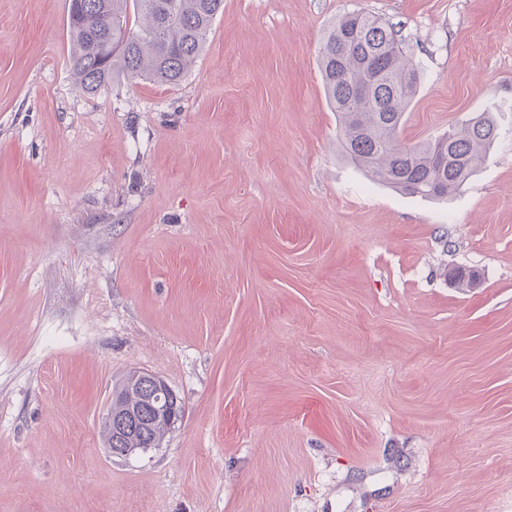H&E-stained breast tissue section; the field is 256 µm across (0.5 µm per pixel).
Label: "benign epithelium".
<instances>
[{"label": "benign epithelium", "mask_w": 512, "mask_h": 512, "mask_svg": "<svg viewBox=\"0 0 512 512\" xmlns=\"http://www.w3.org/2000/svg\"><path fill=\"white\" fill-rule=\"evenodd\" d=\"M133 379L138 381L137 395L130 398L121 414L108 417V424L124 432L131 444L138 442V430L148 427L152 432L148 447L155 448L165 432L181 419L178 398L163 379L151 372L136 370Z\"/></svg>", "instance_id": "1"}]
</instances>
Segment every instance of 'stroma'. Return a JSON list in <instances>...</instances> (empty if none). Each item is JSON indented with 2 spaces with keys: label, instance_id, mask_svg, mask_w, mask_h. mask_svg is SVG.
Here are the masks:
<instances>
[{
  "label": "stroma",
  "instance_id": "1",
  "mask_svg": "<svg viewBox=\"0 0 512 512\" xmlns=\"http://www.w3.org/2000/svg\"><path fill=\"white\" fill-rule=\"evenodd\" d=\"M67 11L0 0V512H512V0H224L178 85L95 96ZM352 11L420 72L405 144L495 100L447 201L343 153L318 51ZM135 369L185 413L116 457Z\"/></svg>",
  "mask_w": 512,
  "mask_h": 512
}]
</instances>
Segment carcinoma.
I'll use <instances>...</instances> for the list:
<instances>
[{
	"instance_id": "cac0c4a2",
	"label": "carcinoma",
	"mask_w": 512,
	"mask_h": 512,
	"mask_svg": "<svg viewBox=\"0 0 512 512\" xmlns=\"http://www.w3.org/2000/svg\"><path fill=\"white\" fill-rule=\"evenodd\" d=\"M223 11L224 0H68L75 81L89 95L120 78L174 86ZM318 59L342 151L373 181L443 200L485 163L499 135L490 107L434 141L402 142L400 128L419 73L379 17L359 11L340 16L326 31Z\"/></svg>"
}]
</instances>
